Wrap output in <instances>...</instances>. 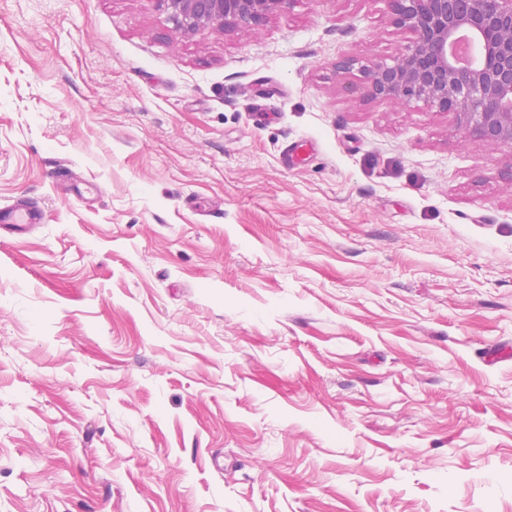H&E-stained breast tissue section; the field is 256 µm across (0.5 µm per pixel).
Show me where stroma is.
Wrapping results in <instances>:
<instances>
[{
  "mask_svg": "<svg viewBox=\"0 0 512 512\" xmlns=\"http://www.w3.org/2000/svg\"><path fill=\"white\" fill-rule=\"evenodd\" d=\"M409 39L0 0V512H512V154L349 92ZM43 211L36 205H3L0 206V224L27 228L33 224H41Z\"/></svg>",
  "mask_w": 512,
  "mask_h": 512,
  "instance_id": "1",
  "label": "stroma"
}]
</instances>
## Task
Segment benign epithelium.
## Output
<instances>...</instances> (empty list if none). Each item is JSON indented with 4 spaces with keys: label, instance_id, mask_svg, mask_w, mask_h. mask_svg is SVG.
<instances>
[{
    "label": "benign epithelium",
    "instance_id": "1",
    "mask_svg": "<svg viewBox=\"0 0 512 512\" xmlns=\"http://www.w3.org/2000/svg\"><path fill=\"white\" fill-rule=\"evenodd\" d=\"M290 0H158L176 30L262 28ZM410 32L391 65L371 63L356 91L450 113L463 140L512 151V0H389Z\"/></svg>",
    "mask_w": 512,
    "mask_h": 512
}]
</instances>
